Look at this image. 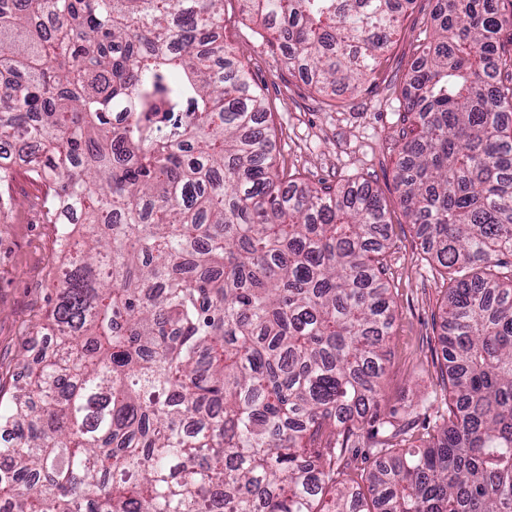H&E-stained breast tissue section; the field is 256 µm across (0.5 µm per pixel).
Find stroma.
Wrapping results in <instances>:
<instances>
[{
	"mask_svg": "<svg viewBox=\"0 0 512 512\" xmlns=\"http://www.w3.org/2000/svg\"><path fill=\"white\" fill-rule=\"evenodd\" d=\"M436 0H414L391 48L380 56L365 89L327 106L258 38L260 25L239 0H224V36L238 48L262 87L272 114L279 167L308 182L366 181L382 197L395 246L388 259L396 301L384 404L405 414L430 396L443 361L439 312L449 277L432 261L409 224L395 190L396 139L405 113L398 101L419 41L430 39ZM45 186L15 162L10 211L0 214V403L24 382L21 361L55 297L59 254L53 225L43 223L38 200Z\"/></svg>",
	"mask_w": 512,
	"mask_h": 512,
	"instance_id": "35a3bbf8",
	"label": "stroma"
}]
</instances>
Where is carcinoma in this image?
I'll list each match as a JSON object with an SVG mask.
<instances>
[{
	"mask_svg": "<svg viewBox=\"0 0 512 512\" xmlns=\"http://www.w3.org/2000/svg\"><path fill=\"white\" fill-rule=\"evenodd\" d=\"M241 2L331 100L413 4ZM434 21L395 181L459 278L417 437L381 413L383 201L277 169L224 0H0V145L47 187L63 258L36 331L55 345L0 406L7 512H512V273L491 272L512 256V0H437Z\"/></svg>",
	"mask_w": 512,
	"mask_h": 512,
	"instance_id": "1",
	"label": "carcinoma"
}]
</instances>
